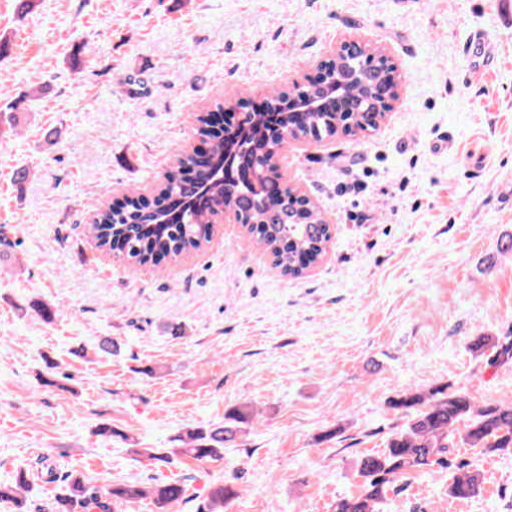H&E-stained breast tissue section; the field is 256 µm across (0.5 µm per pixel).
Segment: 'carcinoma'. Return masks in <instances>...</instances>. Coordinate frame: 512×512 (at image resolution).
I'll return each mask as SVG.
<instances>
[{
  "instance_id": "obj_1",
  "label": "carcinoma",
  "mask_w": 512,
  "mask_h": 512,
  "mask_svg": "<svg viewBox=\"0 0 512 512\" xmlns=\"http://www.w3.org/2000/svg\"><path fill=\"white\" fill-rule=\"evenodd\" d=\"M334 93L350 98L355 110L347 116L337 115ZM296 94L320 99L323 110L297 116L289 111L288 93L275 91L268 97L266 112H254L241 103L239 120L226 136L209 129L207 116H198V132L209 140L214 171L199 166L192 155L181 153L158 187L166 202L162 210L156 211L135 198L119 209L97 208L87 233L98 247L109 251L112 238H120L123 258L152 267L167 257L200 250L207 241L209 219L216 214L212 203L217 202L247 221L250 238L272 257L276 268L294 278L301 276V258H307L310 264L319 261L331 238L330 225L322 222L319 211L277 182L251 196L246 195L248 189L243 186L237 193L226 191V186L242 181L251 171L273 169L281 141L270 125L271 115L277 116L279 127L293 138L316 141L340 131L350 135L370 131L377 123L376 105L371 102L367 83L351 84L335 92L313 84L296 90ZM470 349L478 355L488 354L490 365L512 362V335L479 336ZM392 406L408 417L405 427L389 437L382 454L361 460V493L338 500L334 512H376L388 491L410 472L433 465L456 471L448 485L451 496H472L482 482V474L472 463L448 461V443L457 437L483 454L512 452V405H477L443 385L428 391L410 388L392 400ZM250 423V413L235 409L224 415L222 425L187 432L185 447L175 448L170 454L147 448L144 455L166 464L176 454L198 461L216 459L224 449L237 444ZM64 482L66 493L58 496L54 512H122L127 502L146 497L153 500L157 512H172L175 505L187 503L186 488L180 481L146 486L117 480L99 487L89 479L69 474ZM29 488L28 471L20 470L13 484L0 485V502L17 504L21 493ZM239 496L240 490L233 483L213 484L207 503L198 510L224 512V507Z\"/></svg>"
}]
</instances>
